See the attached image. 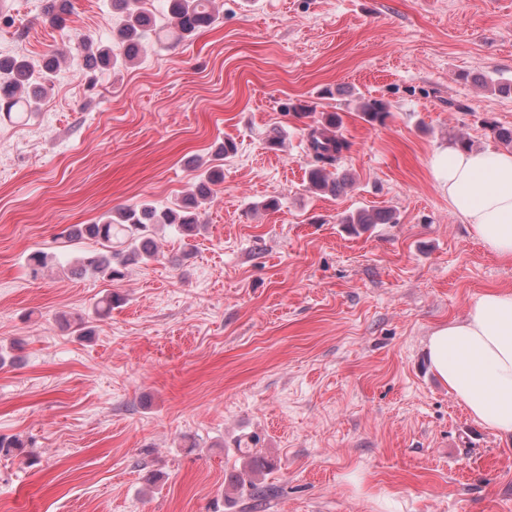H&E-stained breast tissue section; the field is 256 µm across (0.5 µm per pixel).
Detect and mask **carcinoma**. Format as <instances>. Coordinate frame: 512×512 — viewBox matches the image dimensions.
I'll return each mask as SVG.
<instances>
[{
    "instance_id": "1",
    "label": "carcinoma",
    "mask_w": 512,
    "mask_h": 512,
    "mask_svg": "<svg viewBox=\"0 0 512 512\" xmlns=\"http://www.w3.org/2000/svg\"><path fill=\"white\" fill-rule=\"evenodd\" d=\"M70 0H47L45 11L52 15L53 22L61 25L69 12ZM112 16L115 26L112 39L119 53L112 47L98 45L93 39L84 37L77 42V56L87 70L128 66L133 64L142 51V39L149 31L164 37L170 44L195 36L212 27L218 19L215 0H163L160 8L150 9L145 0H112ZM59 57L47 54L34 60L24 56L0 57V111L15 112L27 117L38 111L51 88L59 68ZM361 118L370 124H383L390 116L386 102L375 98H362L358 106ZM288 111L300 117L316 113V107L304 102L288 104ZM318 114V113H316ZM342 116L337 112H321L308 133V151L314 164L307 171V183L311 190L337 195L348 184L344 177L332 171L348 141L340 133ZM237 152L235 143L224 141L214 157L197 160L195 192L179 201L159 205L146 201L135 206L113 209L94 224L72 225L60 237L77 244L83 239L96 241L100 248L82 252L71 261V273L76 277L98 275L109 281L123 279L127 267L146 263L156 256L154 230L158 226H174L184 237L196 235L202 227L200 201L212 197L213 186L223 180L221 161ZM395 215L389 208L361 209L340 218L355 232L366 230L372 224H392ZM56 256L41 249L30 251L25 257L26 267L36 279ZM274 467V462L254 457L249 462L251 477L237 476L233 487L245 485L261 493L255 475Z\"/></svg>"
}]
</instances>
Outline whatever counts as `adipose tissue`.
Returning a JSON list of instances; mask_svg holds the SVG:
<instances>
[{
    "mask_svg": "<svg viewBox=\"0 0 512 512\" xmlns=\"http://www.w3.org/2000/svg\"><path fill=\"white\" fill-rule=\"evenodd\" d=\"M430 167L452 213L511 261L512 152L450 144L434 152ZM424 352L432 373L472 420L512 440V290L477 296L463 319L432 331Z\"/></svg>",
    "mask_w": 512,
    "mask_h": 512,
    "instance_id": "1",
    "label": "adipose tissue"
}]
</instances>
